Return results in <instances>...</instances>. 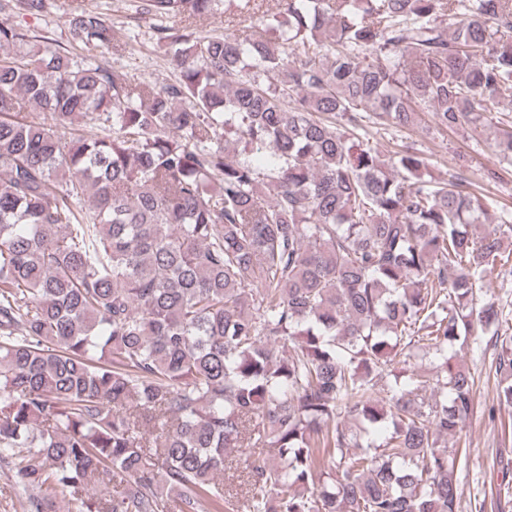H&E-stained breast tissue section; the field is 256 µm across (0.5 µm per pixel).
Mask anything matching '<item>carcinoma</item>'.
I'll return each instance as SVG.
<instances>
[{"instance_id":"1","label":"carcinoma","mask_w":512,"mask_h":512,"mask_svg":"<svg viewBox=\"0 0 512 512\" xmlns=\"http://www.w3.org/2000/svg\"><path fill=\"white\" fill-rule=\"evenodd\" d=\"M53 6L0 0V463L26 512H60L49 490L70 512H458L466 449L442 441L476 381L452 348L495 345L512 408L489 297L512 211L477 235L465 170L370 139L430 112L512 163V121L484 116L512 89V0H134L176 72L135 88L105 8L70 0L54 48L13 20ZM423 347L434 377L400 381ZM234 448L257 457L226 482Z\"/></svg>"}]
</instances>
